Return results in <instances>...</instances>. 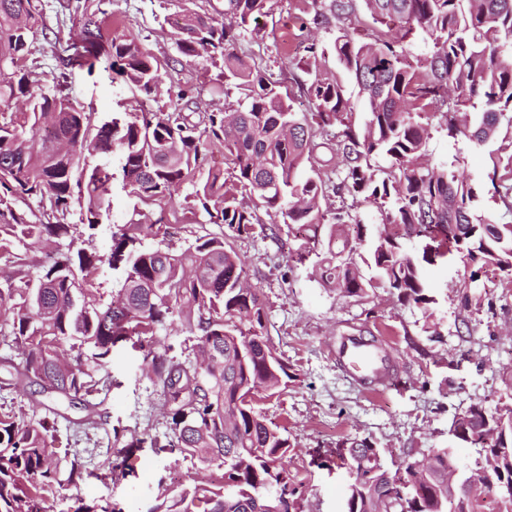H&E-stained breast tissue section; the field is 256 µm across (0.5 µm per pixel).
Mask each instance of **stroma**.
<instances>
[{"mask_svg": "<svg viewBox=\"0 0 512 512\" xmlns=\"http://www.w3.org/2000/svg\"><path fill=\"white\" fill-rule=\"evenodd\" d=\"M67 0H44L45 36L31 46L30 62L40 65L45 88H52L60 69L53 57L54 38H68L72 22ZM89 8L111 10L122 31L134 37L166 71V92L148 104L155 112L172 111L176 90L192 88L198 111L210 112L235 105L240 93L224 82L218 68L198 59L187 61L171 36L172 21L184 7L221 16L224 0H86ZM269 15L259 17L254 30L240 37L235 53L280 82L296 111H311L306 94L309 76L303 38L331 47L337 29L370 42L383 33L365 11L341 26L315 27L312 0H269ZM70 92L103 119L134 106L136 100L121 79L103 65L93 74L74 71ZM426 158L433 164L454 163L457 172L479 182L482 192L475 210L497 224L512 223V208L504 197L512 187V122L501 121L493 141L471 146L449 137L442 114L430 113ZM191 186H182L162 205L135 206L120 184L112 186V226L134 219L151 224L156 219L174 227L171 244L180 249L196 238H223L221 224H209L204 214L182 207ZM265 232L234 239L244 256L251 285L268 308V333L285 358L292 375L281 399L262 402L273 422L286 426L294 451L288 467L305 489V512H345L347 464L338 445L342 438L370 439L388 462L422 458L433 448L455 447L463 463L473 452L456 448L449 430L455 416L475 403L495 407L506 395L504 383L512 372V276L490 274L481 278L473 296L480 310L460 308L459 287L465 277L455 258L430 267L431 312L398 305L383 289L357 300L325 288L313 260L298 263L292 253L304 244L298 225L265 218ZM439 324V336L425 340L421 327L427 316ZM343 336H373L393 353L394 378L389 388L371 391L352 383L337 366L336 344ZM109 370L113 387L105 403L110 428L93 435L92 447L107 450L112 461L121 455L112 446V428L125 427L144 435L163 433L166 419L152 393L150 379L141 369V356L131 346L114 350ZM52 402L31 387L0 391V412L25 413L40 420ZM129 476L114 473L108 480L91 478L78 486L63 485L55 494L56 512H72L77 499L116 502L123 512H150L159 483L188 486L196 471L178 450L143 447L132 460Z\"/></svg>", "mask_w": 512, "mask_h": 512, "instance_id": "35a3bbf8", "label": "stroma"}]
</instances>
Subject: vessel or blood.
Returning <instances> with one entry per match:
<instances>
[{"instance_id": "vessel-or-blood-1", "label": "vessel or blood", "mask_w": 512, "mask_h": 512, "mask_svg": "<svg viewBox=\"0 0 512 512\" xmlns=\"http://www.w3.org/2000/svg\"><path fill=\"white\" fill-rule=\"evenodd\" d=\"M336 362L353 380L374 390L388 385L392 376V364L385 347L378 341L342 337L336 347Z\"/></svg>"}]
</instances>
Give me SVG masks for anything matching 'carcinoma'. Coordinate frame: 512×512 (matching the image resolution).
Masks as SVG:
<instances>
[{
  "label": "carcinoma",
  "mask_w": 512,
  "mask_h": 512,
  "mask_svg": "<svg viewBox=\"0 0 512 512\" xmlns=\"http://www.w3.org/2000/svg\"><path fill=\"white\" fill-rule=\"evenodd\" d=\"M268 0H226L224 18L185 8L173 23L179 52L191 60L224 63L223 78L240 81L238 106L189 111L188 91L171 112H154L147 101L160 92L164 73L133 38L112 30V14L75 6L77 33L58 44L63 72L51 92L40 87L36 66H27L31 44L44 27L41 0H0V356L11 386L81 405L75 425L97 430L108 424L99 395L112 387L98 371L118 343L134 340L169 420L152 448H176L200 469L222 470L221 481L196 480L189 488L159 484L161 503L152 512H303L304 486L288 469L293 451L286 429L259 408L288 388V363L266 328L267 306L247 285L246 263L231 238L260 223L258 209L298 224L312 246L323 283L345 297L364 299L383 288L402 306L429 311L434 303L424 265L447 255L471 268L464 287L493 268L512 276V224L472 214L480 186L445 165H423L428 112L447 116L448 136L484 145L512 108V0H327L313 22L347 19L363 4L395 32L357 43L342 28L334 54L338 73L322 61L326 51L305 46L310 63L307 96L314 112L298 115L276 83L231 53L229 46L265 14ZM430 41L423 70L405 63L404 42L415 34ZM123 77L142 100L139 109L112 121L68 92V75L92 73L96 62ZM353 82L369 108L360 129L353 121L347 84ZM339 128L325 140L322 131ZM224 147V169L207 166V150ZM119 159L115 170L99 159ZM329 155L338 182L333 191L363 196L382 215L369 250L360 252L366 225L325 219L326 188L312 166ZM382 155L385 176L371 164ZM153 204L184 184L192 206L209 224L230 231L181 251L146 247L143 240L169 236L166 224H124L111 234L107 252L73 249L78 226L93 241L110 219L112 184ZM79 209V223L70 221ZM45 250L39 261L17 245ZM374 271L367 277L361 265ZM123 270L121 288L103 299L95 280ZM191 334L180 349L160 337L173 318ZM56 428L8 412L0 415V512H51L50 494L62 483L78 485L94 475L73 451L60 479L53 448ZM450 433L476 453L487 484L448 497V474L468 477L451 448L429 450L418 468L405 461L392 470L367 438H345L340 447L356 471L347 485L346 512H483L488 495L512 512V404L471 405L453 420ZM145 439L114 433L113 447L128 458ZM287 499H280L281 495Z\"/></svg>",
  "instance_id": "1"
}]
</instances>
